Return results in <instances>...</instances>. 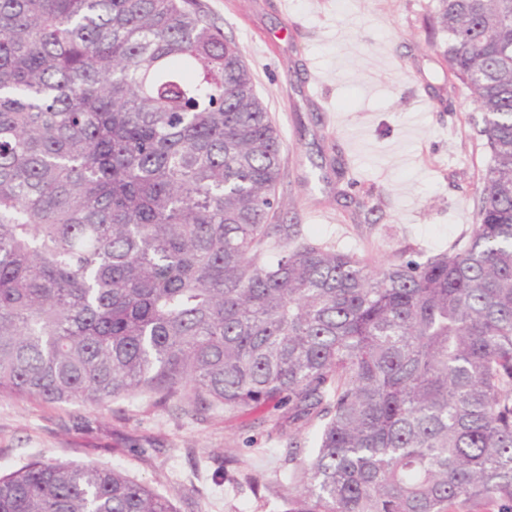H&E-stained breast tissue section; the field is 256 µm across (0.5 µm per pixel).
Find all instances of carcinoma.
<instances>
[{"label": "carcinoma", "mask_w": 512, "mask_h": 512, "mask_svg": "<svg viewBox=\"0 0 512 512\" xmlns=\"http://www.w3.org/2000/svg\"><path fill=\"white\" fill-rule=\"evenodd\" d=\"M488 159L463 247L373 269L279 207L283 142L189 0H0V395L319 423L285 512H512V0H437ZM0 512H178L31 462Z\"/></svg>", "instance_id": "cac0c4a2"}]
</instances>
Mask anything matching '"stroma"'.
<instances>
[{
  "label": "stroma",
  "mask_w": 512,
  "mask_h": 512,
  "mask_svg": "<svg viewBox=\"0 0 512 512\" xmlns=\"http://www.w3.org/2000/svg\"><path fill=\"white\" fill-rule=\"evenodd\" d=\"M238 43L283 140L276 224L379 269L450 250L476 221L487 160L432 0H192ZM376 205L372 215L356 203ZM273 406L192 393L101 406L0 397V474L32 461L118 467L178 512H284L287 436ZM259 473L258 486L242 479Z\"/></svg>",
  "instance_id": "1"
}]
</instances>
